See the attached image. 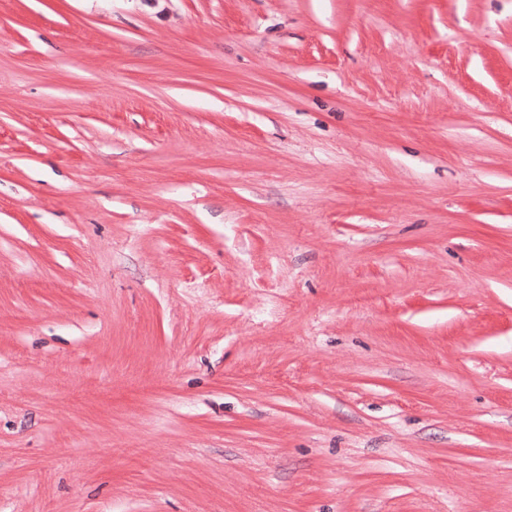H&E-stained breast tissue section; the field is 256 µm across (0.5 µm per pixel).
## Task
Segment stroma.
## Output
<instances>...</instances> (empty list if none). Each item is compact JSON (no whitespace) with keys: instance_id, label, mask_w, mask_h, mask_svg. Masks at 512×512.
Masks as SVG:
<instances>
[{"instance_id":"obj_1","label":"stroma","mask_w":512,"mask_h":512,"mask_svg":"<svg viewBox=\"0 0 512 512\" xmlns=\"http://www.w3.org/2000/svg\"><path fill=\"white\" fill-rule=\"evenodd\" d=\"M0 512H512V0H0Z\"/></svg>"}]
</instances>
